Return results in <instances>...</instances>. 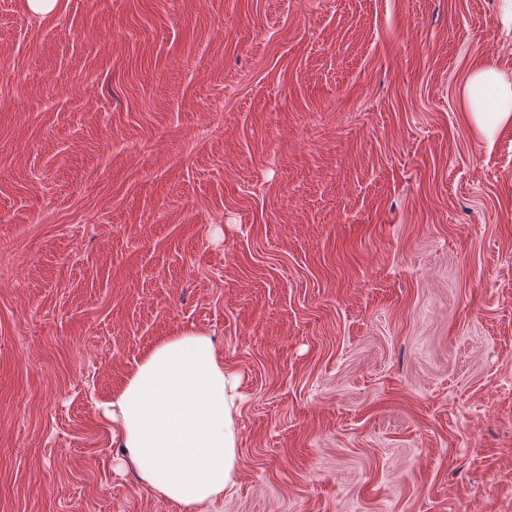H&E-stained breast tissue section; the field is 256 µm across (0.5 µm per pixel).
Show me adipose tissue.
<instances>
[{
	"label": "adipose tissue",
	"mask_w": 512,
	"mask_h": 512,
	"mask_svg": "<svg viewBox=\"0 0 512 512\" xmlns=\"http://www.w3.org/2000/svg\"><path fill=\"white\" fill-rule=\"evenodd\" d=\"M464 96L478 137L512 125V79L475 68ZM236 388L213 337L184 330L153 346L98 411L144 486L185 512H208L234 484Z\"/></svg>",
	"instance_id": "obj_1"
}]
</instances>
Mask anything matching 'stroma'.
Returning a JSON list of instances; mask_svg holds the SVG:
<instances>
[{"instance_id":"35a3bbf8","label":"stroma","mask_w":512,"mask_h":512,"mask_svg":"<svg viewBox=\"0 0 512 512\" xmlns=\"http://www.w3.org/2000/svg\"><path fill=\"white\" fill-rule=\"evenodd\" d=\"M500 0H0V512H184L96 405L157 342L239 378L209 512H512ZM468 119L476 135L491 141L512 125V80L493 68L477 67L464 86Z\"/></svg>"}]
</instances>
